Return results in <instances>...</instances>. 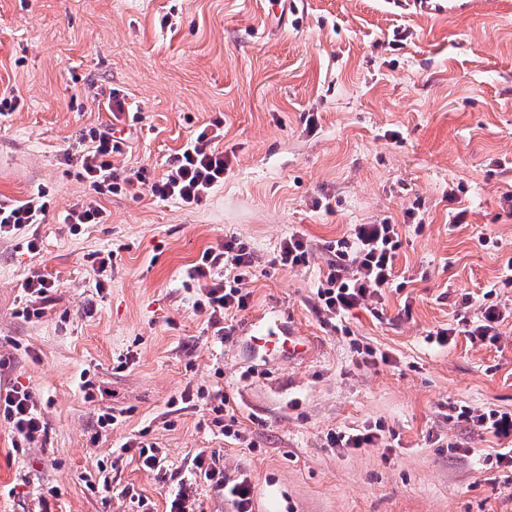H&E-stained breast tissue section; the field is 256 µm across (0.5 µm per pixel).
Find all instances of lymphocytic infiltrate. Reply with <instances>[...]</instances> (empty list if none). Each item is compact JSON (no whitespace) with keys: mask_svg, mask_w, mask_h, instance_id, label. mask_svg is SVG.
Wrapping results in <instances>:
<instances>
[{"mask_svg":"<svg viewBox=\"0 0 512 512\" xmlns=\"http://www.w3.org/2000/svg\"><path fill=\"white\" fill-rule=\"evenodd\" d=\"M224 132L220 126L204 129L181 147L168 163L166 173L158 180L146 182L140 172L119 170L113 163L122 152L121 138L96 128L85 132L86 147L80 156L83 178L98 194H129L146 187L151 196L179 201L183 206L199 204L203 197L224 181L229 157L219 150ZM51 203L43 196L0 202V233H27V249L39 254L41 241L31 234L33 225L42 223ZM401 246L398 225L389 221L377 224H356L341 238L325 242L329 257L315 292L317 312L330 327L342 325L353 311L362 309L380 317L388 293L400 291L402 284L395 260ZM256 262L248 243L234 236L207 247L187 271V277L199 290L193 304L197 315L203 316L214 335L228 336L233 331L235 316L247 310L251 291L250 272ZM224 278H216L217 270ZM504 317L497 305L481 309L476 319L459 318L456 326L427 335L428 343L441 346L465 335L470 340L497 343L498 327ZM203 405L211 416V424L230 443L253 448L254 443L243 429L230 406V397L220 390L184 388L169 401L172 409ZM458 418L483 434L501 440L502 448L493 453L495 469L503 484L512 485V410L457 407ZM0 419L7 422L16 443L38 442L46 430L32 391L26 387L0 388ZM323 445L337 453L369 448L392 450L383 422H367L349 430H329ZM207 484L222 493L232 512H253V491L247 473L230 475L219 449L204 448L193 459L192 469L181 479L177 491L166 502L165 512H202L197 498L199 484Z\"/></svg>","mask_w":512,"mask_h":512,"instance_id":"obj_1","label":"lymphocytic infiltrate"}]
</instances>
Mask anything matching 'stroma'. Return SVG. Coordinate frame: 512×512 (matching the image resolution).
Here are the masks:
<instances>
[{
    "label": "stroma",
    "mask_w": 512,
    "mask_h": 512,
    "mask_svg": "<svg viewBox=\"0 0 512 512\" xmlns=\"http://www.w3.org/2000/svg\"><path fill=\"white\" fill-rule=\"evenodd\" d=\"M1 97L17 108L0 112V199L44 193L51 209L35 227L39 255L26 235H0V386L32 387L46 423L31 448L0 423V512H136L126 485L164 512L202 448L247 470L253 512H512V486L449 447L467 436L487 454L496 439L443 414L512 410V316L494 346L426 341L485 302L512 309V12L423 20L382 0H304L277 18L268 0H0ZM217 121L230 170L197 206L144 189L99 195L79 176L86 128L118 129L116 164L151 182ZM90 201L108 220L72 234L65 215ZM385 219L400 227L405 288L381 318L358 310L349 334L334 332L314 309L321 246ZM297 231L309 267L270 269ZM227 235L259 262L223 338L195 314L186 271ZM107 250L100 288L87 256ZM35 272L55 286L44 315L26 318L21 285ZM258 313L310 338L312 353L253 349L241 328ZM355 338L391 364L363 366ZM187 387L233 397L254 449L213 433L202 407L171 411ZM112 410L122 423L98 429ZM377 419L399 436L390 458L323 448L328 430ZM140 433L166 448L168 481L127 455L109 473L116 495L89 489L83 474Z\"/></svg>",
    "instance_id": "1"
}]
</instances>
